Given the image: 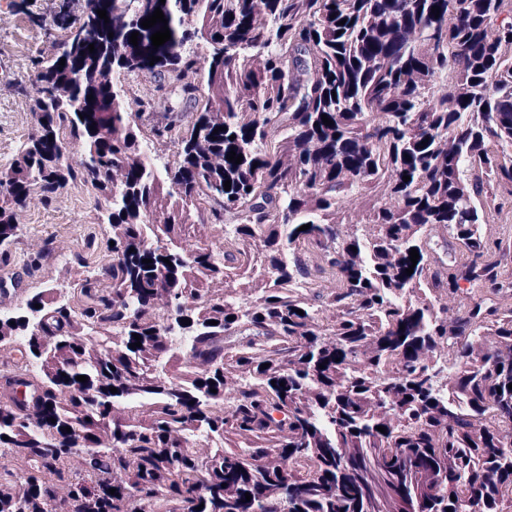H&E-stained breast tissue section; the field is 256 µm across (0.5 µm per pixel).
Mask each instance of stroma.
Segmentation results:
<instances>
[{
    "mask_svg": "<svg viewBox=\"0 0 512 512\" xmlns=\"http://www.w3.org/2000/svg\"><path fill=\"white\" fill-rule=\"evenodd\" d=\"M64 0H0V170L9 167L33 127V117L15 85L34 80L30 58L50 51L58 36L47 28ZM24 244L10 242L0 252V279L14 272L23 275L16 299L0 303V313L24 305L48 288L63 292L69 278H99L110 260L111 235L97 195L90 186L74 183L48 206L28 208L19 228Z\"/></svg>",
    "mask_w": 512,
    "mask_h": 512,
    "instance_id": "obj_1",
    "label": "stroma"
}]
</instances>
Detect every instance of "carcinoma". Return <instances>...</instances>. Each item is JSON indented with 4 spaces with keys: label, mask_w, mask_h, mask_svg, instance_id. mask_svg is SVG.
I'll return each instance as SVG.
<instances>
[{
    "label": "carcinoma",
    "mask_w": 512,
    "mask_h": 512,
    "mask_svg": "<svg viewBox=\"0 0 512 512\" xmlns=\"http://www.w3.org/2000/svg\"><path fill=\"white\" fill-rule=\"evenodd\" d=\"M83 2L33 59L0 244L88 183L108 285L0 318L45 391L33 418L0 403V479L35 462L0 512H41L62 483L64 512H127L129 485L140 512H512V276L482 233L494 188L512 194V0ZM145 72L159 84L128 96ZM196 224L224 238L193 241Z\"/></svg>",
    "instance_id": "1"
}]
</instances>
